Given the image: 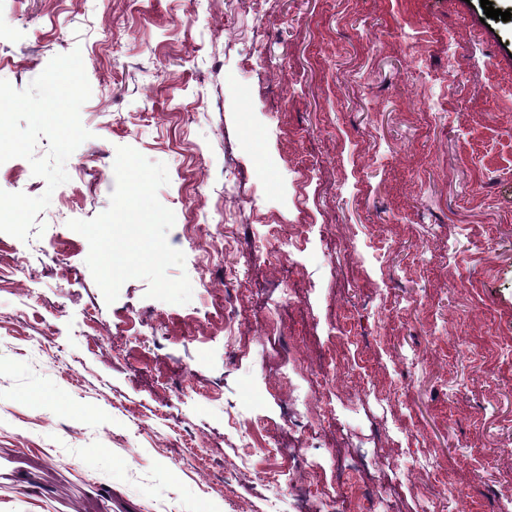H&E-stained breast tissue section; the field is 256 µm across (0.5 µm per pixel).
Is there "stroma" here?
I'll list each match as a JSON object with an SVG mask.
<instances>
[{
    "instance_id": "35a3bbf8",
    "label": "stroma",
    "mask_w": 512,
    "mask_h": 512,
    "mask_svg": "<svg viewBox=\"0 0 512 512\" xmlns=\"http://www.w3.org/2000/svg\"><path fill=\"white\" fill-rule=\"evenodd\" d=\"M76 49L91 137L27 239L0 233V512H341L335 452L378 462L391 512H512V24L480 0H0L15 89ZM120 146L168 168L187 304L141 278L106 303L67 226L109 208ZM45 189L0 164V190ZM228 268L277 335L214 323ZM345 312L361 363L289 407L274 381L309 392ZM232 415L258 440L245 488ZM297 448L303 494L268 478Z\"/></svg>"
}]
</instances>
